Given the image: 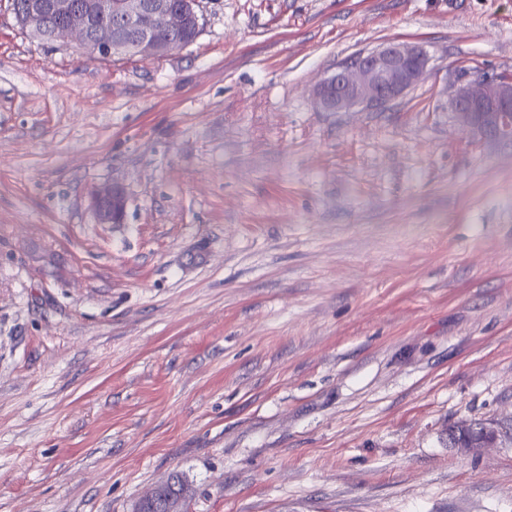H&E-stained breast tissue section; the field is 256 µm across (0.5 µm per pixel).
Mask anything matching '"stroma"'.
<instances>
[{
    "label": "stroma",
    "mask_w": 512,
    "mask_h": 512,
    "mask_svg": "<svg viewBox=\"0 0 512 512\" xmlns=\"http://www.w3.org/2000/svg\"><path fill=\"white\" fill-rule=\"evenodd\" d=\"M194 43L89 59L0 0V512H512V0H202ZM423 46L378 111L310 91ZM122 183L123 223L89 189ZM450 107L464 132L512 142V73L462 82ZM458 448L468 449L471 447V439L473 434H479L482 437V442L493 443L501 433V427L495 421H483L482 423H466L460 425L456 429Z\"/></svg>",
    "instance_id": "35a3bbf8"
}]
</instances>
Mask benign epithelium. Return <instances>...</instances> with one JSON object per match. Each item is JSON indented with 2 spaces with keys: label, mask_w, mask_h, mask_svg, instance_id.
<instances>
[{
  "label": "benign epithelium",
  "mask_w": 512,
  "mask_h": 512,
  "mask_svg": "<svg viewBox=\"0 0 512 512\" xmlns=\"http://www.w3.org/2000/svg\"><path fill=\"white\" fill-rule=\"evenodd\" d=\"M48 13L57 19L49 30L31 18ZM28 34L50 45L74 44L87 57L151 59L184 47L177 38L156 39L161 24L172 34L182 30L186 10L165 0H30L29 12L13 11ZM429 57L415 44L390 43L362 53L340 65L312 90L320 112L381 109L425 80ZM461 129L495 141L512 142V73L487 75L461 83L450 101ZM128 198L123 186L112 183L91 191L89 204L100 224H121ZM501 433L495 421L466 423L456 429L460 448L471 446L472 435L493 443Z\"/></svg>",
  "instance_id": "7a95c632"
}]
</instances>
